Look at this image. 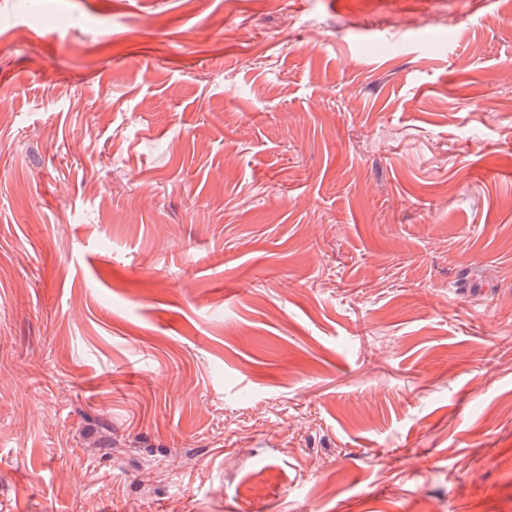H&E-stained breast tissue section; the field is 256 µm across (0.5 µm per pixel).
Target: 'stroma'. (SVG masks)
Listing matches in <instances>:
<instances>
[{
    "instance_id": "1",
    "label": "stroma",
    "mask_w": 512,
    "mask_h": 512,
    "mask_svg": "<svg viewBox=\"0 0 512 512\" xmlns=\"http://www.w3.org/2000/svg\"><path fill=\"white\" fill-rule=\"evenodd\" d=\"M0 512H512V0H0Z\"/></svg>"
}]
</instances>
